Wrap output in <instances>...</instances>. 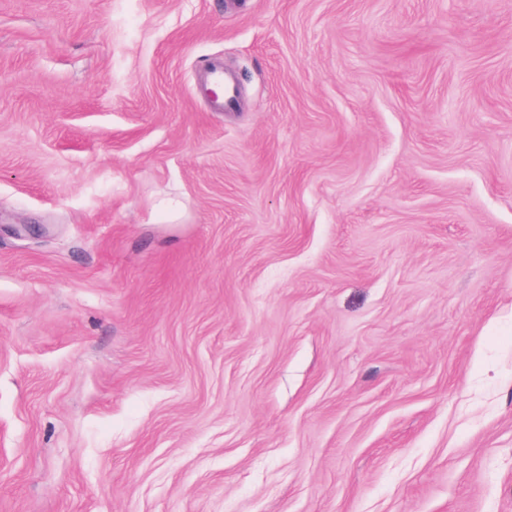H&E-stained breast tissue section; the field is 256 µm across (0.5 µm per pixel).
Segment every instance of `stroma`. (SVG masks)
Here are the masks:
<instances>
[{
  "label": "stroma",
  "mask_w": 512,
  "mask_h": 512,
  "mask_svg": "<svg viewBox=\"0 0 512 512\" xmlns=\"http://www.w3.org/2000/svg\"><path fill=\"white\" fill-rule=\"evenodd\" d=\"M0 512H512V0H0ZM206 83L210 89L219 92L224 88V93L212 98L215 103L214 106L229 111L236 108L238 104V97L234 80L224 73V69L212 63L207 68Z\"/></svg>",
  "instance_id": "stroma-1"
}]
</instances>
